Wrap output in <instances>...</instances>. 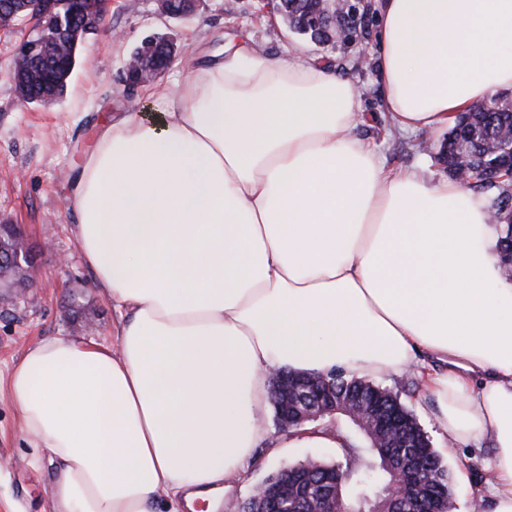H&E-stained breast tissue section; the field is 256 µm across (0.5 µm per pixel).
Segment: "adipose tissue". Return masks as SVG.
<instances>
[{
  "mask_svg": "<svg viewBox=\"0 0 512 512\" xmlns=\"http://www.w3.org/2000/svg\"><path fill=\"white\" fill-rule=\"evenodd\" d=\"M392 126L444 128L512 91V0H377ZM157 121L102 126L69 176L116 346L48 337L8 380L55 466L58 512H155L227 494L268 440L278 370L364 378L417 365L449 443L490 441L488 512H512V283L503 225L459 182L384 167L358 88L240 46L191 66Z\"/></svg>",
  "mask_w": 512,
  "mask_h": 512,
  "instance_id": "obj_1",
  "label": "adipose tissue"
}]
</instances>
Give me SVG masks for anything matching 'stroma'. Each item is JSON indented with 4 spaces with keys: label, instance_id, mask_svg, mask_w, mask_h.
Masks as SVG:
<instances>
[{
    "label": "stroma",
    "instance_id": "obj_1",
    "mask_svg": "<svg viewBox=\"0 0 512 512\" xmlns=\"http://www.w3.org/2000/svg\"><path fill=\"white\" fill-rule=\"evenodd\" d=\"M349 2L362 14L364 36L356 42L339 38L329 45L294 33L279 11V0H236L230 12L224 0H204L196 15L180 19L161 17L156 0H140L132 11L116 2L100 29L87 39L65 96L51 105L20 103L13 92L15 45L30 33V25L0 27V215L20 224L39 249L31 286L14 306L0 308V461L6 464L0 471V512H52L53 467L39 457L20 429L7 388L13 364L43 338L66 336L108 344L114 337L116 314L81 260L63 202L68 173L91 144L96 128L112 115L152 113L156 94L186 78L177 57L152 85L128 88L122 79L124 63L144 37L167 34L188 46L194 58L247 41L272 57L311 58L329 65L360 88L362 117L356 133L375 144L386 167L419 169L434 180L447 177L448 168L439 156L447 130L388 132L377 65L375 0ZM363 55L368 62L362 66L358 59ZM47 239L52 250H41ZM378 383L415 414L450 471H467L466 486L453 490L454 512H476L489 496L484 474L491 447L484 442L449 446L434 419L436 402L425 392L418 369L379 378ZM341 454L338 448H285L272 458L266 447H259L244 477L221 497L217 512H227L250 496L257 483L281 465L309 457L333 460Z\"/></svg>",
    "mask_w": 512,
    "mask_h": 512
}]
</instances>
